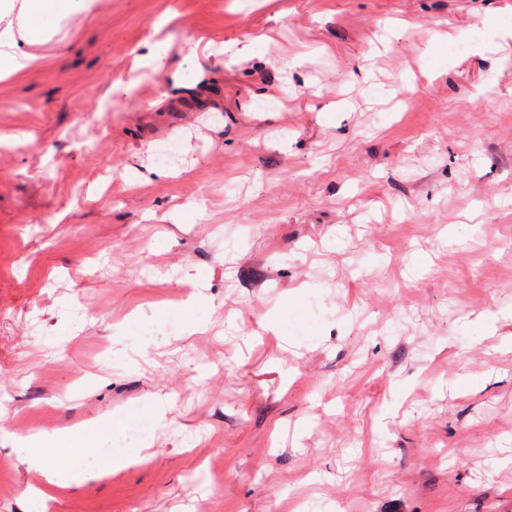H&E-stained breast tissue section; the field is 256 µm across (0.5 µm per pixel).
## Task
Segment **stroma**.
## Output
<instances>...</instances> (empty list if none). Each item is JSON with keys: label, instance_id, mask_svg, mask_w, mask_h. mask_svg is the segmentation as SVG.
<instances>
[{"label": "stroma", "instance_id": "35a3bbf8", "mask_svg": "<svg viewBox=\"0 0 512 512\" xmlns=\"http://www.w3.org/2000/svg\"><path fill=\"white\" fill-rule=\"evenodd\" d=\"M27 51L0 512H512V0H95ZM112 418L148 457L41 498L23 439Z\"/></svg>", "mask_w": 512, "mask_h": 512}]
</instances>
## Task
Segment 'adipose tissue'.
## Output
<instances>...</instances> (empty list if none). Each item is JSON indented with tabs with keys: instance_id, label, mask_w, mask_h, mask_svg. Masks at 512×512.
Here are the masks:
<instances>
[{
	"instance_id": "1",
	"label": "adipose tissue",
	"mask_w": 512,
	"mask_h": 512,
	"mask_svg": "<svg viewBox=\"0 0 512 512\" xmlns=\"http://www.w3.org/2000/svg\"><path fill=\"white\" fill-rule=\"evenodd\" d=\"M93 0H23L20 28L0 30V73L8 75L24 69L30 57L18 47L19 41L37 42L43 33L57 28L73 15L88 12ZM122 423H99L80 434L40 432L27 437L35 469L47 477L52 486L65 487L86 478L80 455L97 458L102 470L109 471L140 460V449L113 445Z\"/></svg>"
}]
</instances>
